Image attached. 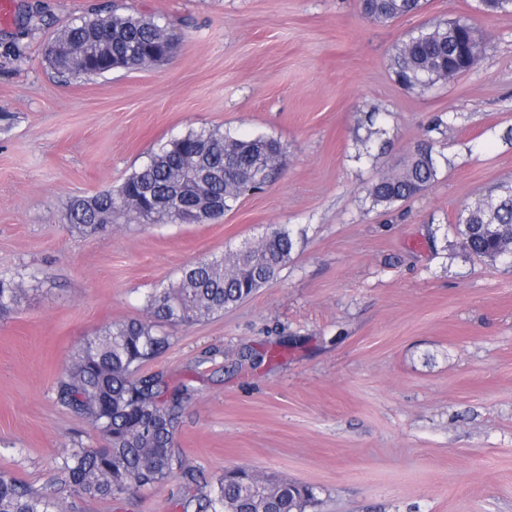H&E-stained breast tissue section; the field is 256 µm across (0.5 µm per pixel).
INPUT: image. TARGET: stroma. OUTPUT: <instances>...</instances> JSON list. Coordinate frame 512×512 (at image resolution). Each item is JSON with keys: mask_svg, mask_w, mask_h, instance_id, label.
<instances>
[{"mask_svg": "<svg viewBox=\"0 0 512 512\" xmlns=\"http://www.w3.org/2000/svg\"><path fill=\"white\" fill-rule=\"evenodd\" d=\"M151 17L180 41L159 67L90 81L43 59L95 10ZM46 23L28 27L29 12ZM475 17L483 53L429 90L398 84L394 46L414 29ZM374 125H367V115ZM439 125L442 163L418 197L367 196ZM200 128L278 139L281 169L209 224L114 221L85 237L69 199L118 185ZM512 14L427 0L388 24L361 0H14L0 24V273L38 280L0 318V473L50 487L67 449L96 448L61 407L75 349L145 317L184 265L265 237L297 239L277 278L224 314L165 326L143 370L194 395L178 466L243 467L315 488L316 512H512V264L468 253L460 209L512 184ZM179 480L79 512H180Z\"/></svg>", "mask_w": 512, "mask_h": 512, "instance_id": "stroma-1", "label": "stroma"}]
</instances>
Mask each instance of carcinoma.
<instances>
[{"mask_svg":"<svg viewBox=\"0 0 512 512\" xmlns=\"http://www.w3.org/2000/svg\"><path fill=\"white\" fill-rule=\"evenodd\" d=\"M424 0H362L364 14L386 23L415 14ZM56 41L72 50L51 61L67 78L103 75L109 48L126 58L127 68L148 66L149 49L176 43L168 27L145 24L109 12L82 18L62 28ZM475 55L483 41L467 16L422 27L396 45L391 68L405 86L428 90L446 83L448 66L458 64L460 46ZM280 142L271 137H239L201 128L172 139L119 186L72 198L64 219L84 235H97L116 215L138 224H207L224 215L242 197L263 189L282 166ZM212 170L205 182H190L196 170ZM434 139L426 136L401 170L380 177L368 189L372 206L388 208L423 192L437 178ZM455 229L468 252L495 259L512 232V186H502L488 205L464 208ZM295 239L285 228L272 231L244 252L230 251L198 260L178 280L144 298L147 317L112 323L87 337L72 355L56 385V398L75 416L87 419L101 436L99 448H71L61 457V478L40 491L0 473V512H73L77 501L117 499L135 489L164 484L175 476L173 436L193 387L169 385L157 375H138L145 363L168 345L159 327L191 324L224 313L273 280L292 257ZM35 276L0 275V316L20 306ZM181 512H308L314 488L270 480L246 469L226 470L209 481L183 469Z\"/></svg>","mask_w":512,"mask_h":512,"instance_id":"cac0c4a2","label":"carcinoma"}]
</instances>
